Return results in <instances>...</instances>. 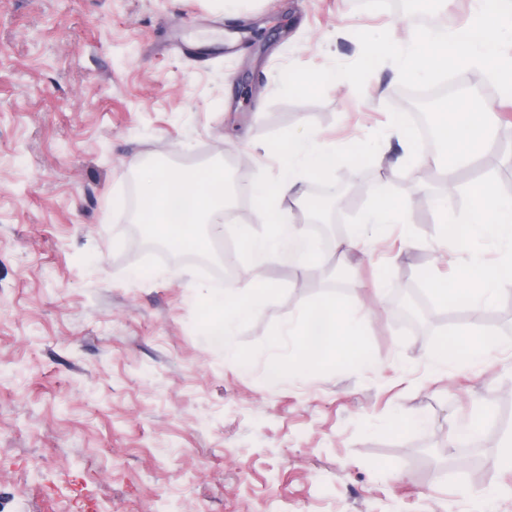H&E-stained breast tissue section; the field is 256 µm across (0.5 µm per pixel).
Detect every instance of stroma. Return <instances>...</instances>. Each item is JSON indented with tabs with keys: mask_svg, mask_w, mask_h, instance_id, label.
<instances>
[{
	"mask_svg": "<svg viewBox=\"0 0 512 512\" xmlns=\"http://www.w3.org/2000/svg\"><path fill=\"white\" fill-rule=\"evenodd\" d=\"M464 0H0V512H512V292L489 311L436 304L437 324L404 327L411 284L455 276L435 258L437 226L415 205L416 249L400 230L352 256L356 280L298 274L236 256V285L286 294L239 331L261 343L327 289L361 301L374 361L357 371L269 380L270 352L246 366L195 325L212 277L183 253L156 257L130 199L142 163H223L234 181H270L291 132L342 148L394 116L412 130L411 83L373 65L349 74L365 33L402 38L464 18ZM335 71L308 93L297 73ZM380 161L336 167L364 183L339 210L353 234L378 196L441 191L463 209L475 177L512 198V166L460 169L451 182ZM391 286L376 293L379 274ZM482 329L489 367L436 372L444 334ZM484 415L479 439L464 424ZM426 416L424 429L403 422Z\"/></svg>",
	"mask_w": 512,
	"mask_h": 512,
	"instance_id": "1",
	"label": "stroma"
}]
</instances>
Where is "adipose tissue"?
I'll return each mask as SVG.
<instances>
[{
	"instance_id": "obj_1",
	"label": "adipose tissue",
	"mask_w": 512,
	"mask_h": 512,
	"mask_svg": "<svg viewBox=\"0 0 512 512\" xmlns=\"http://www.w3.org/2000/svg\"><path fill=\"white\" fill-rule=\"evenodd\" d=\"M366 41L369 62L389 59L407 80L421 82L449 69L480 70L495 84L498 97L459 96L443 104L434 115L433 125L445 150L431 157L417 151L412 135L396 128L376 131L340 154L326 150L313 131L283 138L276 147L283 177L249 189L267 232L254 233L248 224L237 228V239L249 260L261 263L275 256L301 271L321 263L317 242L294 224L293 207L306 200L303 183L334 179L339 163H373L395 145L403 165L432 166L449 176L493 146L491 121L497 102H512V0H470L465 19L453 27L415 31L403 39L374 32L367 34ZM142 176L148 192L139 223L171 249L208 250L211 237L207 226L230 201L223 165L190 171L154 165L144 168ZM419 201L441 226L437 249L460 259L452 279L435 281L434 297L469 310L493 309L503 293L512 291V203L502 199L492 179L472 183L468 205L457 216L449 214L447 196L437 192L399 202L378 199L363 211L357 233L344 243L345 252L372 248L388 227L409 223ZM487 254L497 258L490 269L482 264ZM490 346L481 333L470 332L439 348L430 363L439 371L463 363L479 364L486 361Z\"/></svg>"
}]
</instances>
